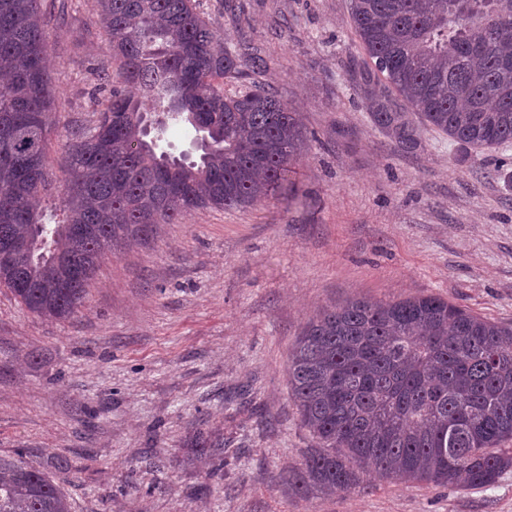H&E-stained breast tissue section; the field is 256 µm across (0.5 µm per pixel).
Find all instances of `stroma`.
I'll list each match as a JSON object with an SVG mask.
<instances>
[{"mask_svg": "<svg viewBox=\"0 0 512 512\" xmlns=\"http://www.w3.org/2000/svg\"><path fill=\"white\" fill-rule=\"evenodd\" d=\"M214 35L267 61L259 84L307 140L284 188L247 209H200L105 256L71 319L0 286V454L24 449L72 512H512V469L489 489L370 479L302 495L316 441L288 356L313 313L356 298L435 295L512 326V145L463 151L433 129L412 154L347 81L361 54L348 0H197ZM58 88L49 173L117 78L95 0L48 25ZM218 445L192 448L197 432Z\"/></svg>", "mask_w": 512, "mask_h": 512, "instance_id": "obj_1", "label": "stroma"}]
</instances>
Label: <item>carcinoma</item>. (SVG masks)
Returning <instances> with one entry per match:
<instances>
[{"label":"carcinoma","mask_w":512,"mask_h":512,"mask_svg":"<svg viewBox=\"0 0 512 512\" xmlns=\"http://www.w3.org/2000/svg\"><path fill=\"white\" fill-rule=\"evenodd\" d=\"M44 0H0V285L31 313L74 315L100 257L189 210L246 209L284 180L305 132L253 76L266 60L215 40L195 0H96L126 86L64 145L49 177L56 89ZM365 57L350 84L397 147L431 126L462 148L512 141V0H349ZM241 86L224 92L218 80ZM171 125L199 134L198 160L163 147ZM288 385L317 447L298 487L390 480L484 489L512 469V326L443 298L358 299L322 309L297 337ZM0 512H71L20 450L0 456Z\"/></svg>","instance_id":"cac0c4a2"}]
</instances>
